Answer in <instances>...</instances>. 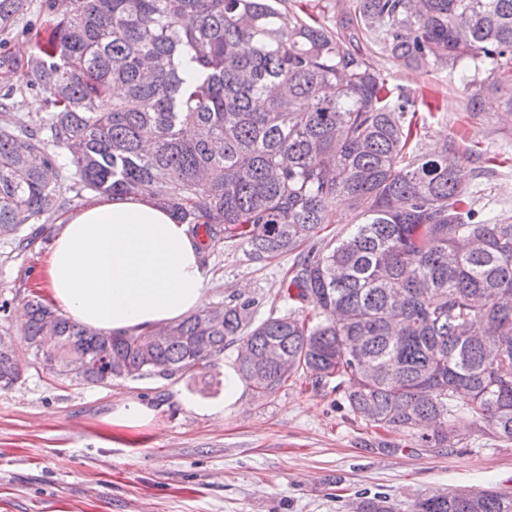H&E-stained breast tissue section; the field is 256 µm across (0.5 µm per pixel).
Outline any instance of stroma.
<instances>
[{
    "instance_id": "stroma-1",
    "label": "stroma",
    "mask_w": 512,
    "mask_h": 512,
    "mask_svg": "<svg viewBox=\"0 0 512 512\" xmlns=\"http://www.w3.org/2000/svg\"><path fill=\"white\" fill-rule=\"evenodd\" d=\"M376 65L391 87L439 101L423 151L464 135L474 198L512 216V118L497 99L472 114L449 73L413 71L395 59ZM59 219L43 217L36 225L42 243L25 252L0 240V301L9 303L0 333L22 359L20 379L0 389V512H345L356 497L377 493L397 512H410L428 492L491 485L512 491V444L479 434L462 409L453 421L465 447L420 448L409 436L351 421L332 387L309 378L263 396L240 385L237 401L209 416L192 402L215 404L224 395L205 391L199 377L80 384L32 361L21 299L43 286ZM203 260L211 302L256 299L260 319L283 309L279 291L292 255L259 262L243 247L222 244ZM130 400L156 409L154 426L126 431L106 424L107 414ZM384 439L396 453L378 449Z\"/></svg>"
}]
</instances>
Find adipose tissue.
<instances>
[{
	"label": "adipose tissue",
	"mask_w": 512,
	"mask_h": 512,
	"mask_svg": "<svg viewBox=\"0 0 512 512\" xmlns=\"http://www.w3.org/2000/svg\"><path fill=\"white\" fill-rule=\"evenodd\" d=\"M43 276L54 303L96 330L161 326L209 300L186 225L141 196L98 198L63 217Z\"/></svg>",
	"instance_id": "1"
}]
</instances>
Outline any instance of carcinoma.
Returning <instances> with one entry per match:
<instances>
[{
	"mask_svg": "<svg viewBox=\"0 0 512 512\" xmlns=\"http://www.w3.org/2000/svg\"><path fill=\"white\" fill-rule=\"evenodd\" d=\"M26 0H0V32ZM41 0L48 38L0 70L24 86L0 94V238L83 192L144 196L201 249L238 242L248 257L296 254L285 311L254 321L233 298L151 330H93L36 292L23 297L33 360L79 384L180 373L231 346L259 394L292 378L336 381L348 413L420 448L464 446L461 406L479 431L512 443V218L467 205L469 178L448 148L421 151L439 110L397 93L374 56L456 76L468 112L499 96L512 112V0ZM40 93L37 118L11 116ZM354 214L347 231L329 207ZM320 244H314L315 240ZM0 339V388L21 376ZM351 512H394L383 495ZM412 512H512L489 486L434 492Z\"/></svg>",
	"mask_w": 512,
	"mask_h": 512,
	"instance_id": "carcinoma-1",
	"label": "carcinoma"
}]
</instances>
